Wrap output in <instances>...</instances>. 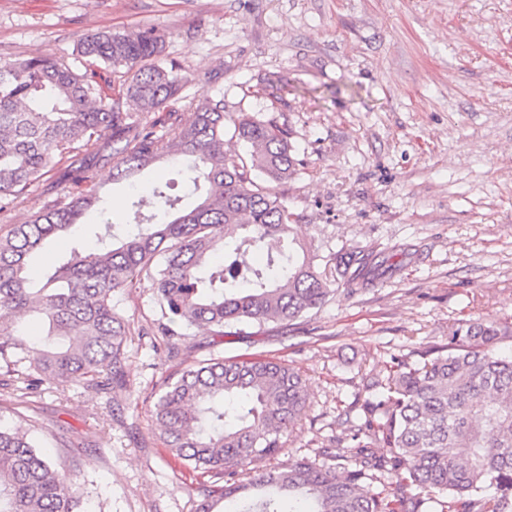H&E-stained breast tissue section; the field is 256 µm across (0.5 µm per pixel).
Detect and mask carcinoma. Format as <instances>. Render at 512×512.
<instances>
[{
    "instance_id": "cac0c4a2",
    "label": "carcinoma",
    "mask_w": 512,
    "mask_h": 512,
    "mask_svg": "<svg viewBox=\"0 0 512 512\" xmlns=\"http://www.w3.org/2000/svg\"><path fill=\"white\" fill-rule=\"evenodd\" d=\"M73 55L111 67L117 93L102 95L65 59L0 58V212L40 182L53 196L0 234V370L25 389L126 388L130 328L112 293L143 273L162 318L222 336L244 322L290 326L323 306L332 286L353 292L394 267L359 247L336 251L327 269L317 264L276 191L296 171L289 131L240 114L232 137L248 145L250 164L238 162L224 149V99L187 93L191 74L167 59L156 28L100 29ZM57 159L65 166L48 182ZM181 160L188 193H172L175 180L145 186L131 197L135 227L108 243L98 237L92 251L73 248L36 287L29 260L46 240L91 210L106 214L100 169L133 187L142 172ZM255 252L266 255L258 266L248 263ZM506 336L512 323L471 318L415 362L392 357L362 378L358 423L332 440L336 451L313 459L277 462L306 390L297 371L272 359L189 365L164 384L153 417L173 457L224 479L199 512L229 499L237 512H420L411 488L427 493L435 512H512V355L498 351ZM29 434L0 428V512H81L70 474ZM286 501L309 508L285 511Z\"/></svg>"
}]
</instances>
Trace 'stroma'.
Instances as JSON below:
<instances>
[{
  "label": "stroma",
  "mask_w": 512,
  "mask_h": 512,
  "mask_svg": "<svg viewBox=\"0 0 512 512\" xmlns=\"http://www.w3.org/2000/svg\"><path fill=\"white\" fill-rule=\"evenodd\" d=\"M141 26L165 34L189 94L290 130L299 165L281 192L321 258L413 253L294 325L184 330L176 359L150 279L117 290L131 334L113 393L26 395L0 371V424L30 420L93 512H198L212 479L169 455L151 415L182 368L261 356L298 369L307 400L280 441L311 457L355 422L362 374L447 344L458 321H512V0H0V58H68L87 33Z\"/></svg>",
  "instance_id": "stroma-1"
}]
</instances>
